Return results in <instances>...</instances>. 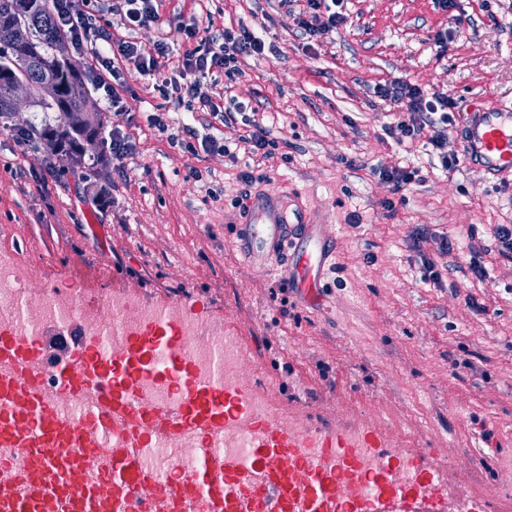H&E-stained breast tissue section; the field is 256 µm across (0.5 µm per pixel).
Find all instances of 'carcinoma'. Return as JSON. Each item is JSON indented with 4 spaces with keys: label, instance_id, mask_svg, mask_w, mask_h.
<instances>
[{
    "label": "carcinoma",
    "instance_id": "1",
    "mask_svg": "<svg viewBox=\"0 0 512 512\" xmlns=\"http://www.w3.org/2000/svg\"><path fill=\"white\" fill-rule=\"evenodd\" d=\"M18 21L27 24L31 44L19 47L10 40V29ZM65 34L57 27L49 0H0V118L11 115L4 107L12 83L25 79L32 86V106L43 112L61 113L55 125L47 122L33 126L26 141L34 148L50 144L59 153L70 156V170L84 167L83 142L99 137L103 126L102 113L84 115L88 92L83 76L48 53Z\"/></svg>",
    "mask_w": 512,
    "mask_h": 512
}]
</instances>
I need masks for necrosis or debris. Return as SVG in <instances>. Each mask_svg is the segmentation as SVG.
<instances>
[{"mask_svg":"<svg viewBox=\"0 0 512 512\" xmlns=\"http://www.w3.org/2000/svg\"><path fill=\"white\" fill-rule=\"evenodd\" d=\"M20 282L21 275L13 262L8 257H1L0 326L32 334L45 323H63L74 317L84 321L88 329L107 335L109 350L118 351L123 348L129 333L146 328L158 317L165 316L181 321L186 335L191 336L188 353L199 376L209 374L214 354L219 351L224 359L225 383L247 388L244 354L236 337L226 335L222 325L184 318L178 304L135 306L127 297L112 294L91 309L70 291L34 297L21 288Z\"/></svg>","mask_w":512,"mask_h":512,"instance_id":"4bbe7bcc","label":"necrosis or debris"}]
</instances>
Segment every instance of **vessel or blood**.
Listing matches in <instances>:
<instances>
[{
	"mask_svg": "<svg viewBox=\"0 0 512 512\" xmlns=\"http://www.w3.org/2000/svg\"><path fill=\"white\" fill-rule=\"evenodd\" d=\"M465 161L512 180V105L471 125ZM241 230V251L259 266L300 234L305 247L293 283L317 295L331 251L303 206L273 194L250 199ZM45 342L0 330V447L10 452L0 458V512H336L349 497L336 480L359 462L348 433L317 430L308 448L288 428L263 421L245 454H224L218 439L227 422L249 419L248 395L225 385L222 359L209 380L195 375L181 324L158 318L118 352L103 336H84L57 362L44 360ZM49 383L56 400L91 392L95 401L83 416L68 415L45 398ZM148 385L175 388L176 401L145 404ZM158 434L197 439L189 470L161 478L145 465L143 441ZM78 468L86 480L75 486L70 474ZM421 473L397 449H376L367 512L388 501L412 512Z\"/></svg>",
	"mask_w": 512,
	"mask_h": 512,
	"instance_id": "b4317fda",
	"label": "vessel or blood"
}]
</instances>
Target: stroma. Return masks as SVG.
<instances>
[{"label": "stroma", "mask_w": 512, "mask_h": 512, "mask_svg": "<svg viewBox=\"0 0 512 512\" xmlns=\"http://www.w3.org/2000/svg\"><path fill=\"white\" fill-rule=\"evenodd\" d=\"M343 0L345 21L318 39L299 24L301 0H161L158 22L126 25L123 0H90L97 25L151 48H195L184 24L211 16L210 34L247 26L275 52L239 56L199 99L168 95L163 74L123 62L122 101L90 91L105 124L87 180L43 149L19 144L44 118L22 106L0 130V254L31 281L32 293L75 285L85 304L108 294L133 304L180 303L237 337L252 385L310 428L364 423L406 436L415 457L448 472L435 512L460 499L481 512H512V260L493 229L512 225V183L460 164L446 171L424 139L396 142L385 125L402 119L378 85L403 79L458 102L446 131L463 154L470 105L493 112L512 102V0ZM447 35L446 48L434 45ZM277 146L252 153L248 123ZM137 150L112 157L113 131ZM216 139L232 155L204 151ZM249 163L251 185L238 179ZM403 167L414 182L395 215L375 171ZM299 197L321 225L332 266L319 305L286 288L278 267H259L239 248L236 197ZM459 245L442 256L441 237ZM487 270L476 279L471 259ZM441 273L424 278V260ZM456 469H449V458Z\"/></svg>", "instance_id": "obj_1"}]
</instances>
